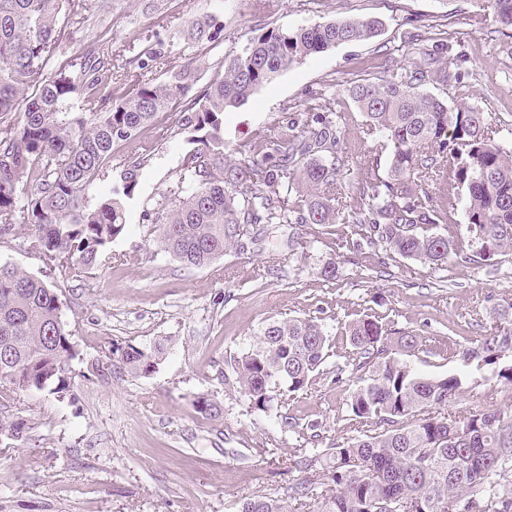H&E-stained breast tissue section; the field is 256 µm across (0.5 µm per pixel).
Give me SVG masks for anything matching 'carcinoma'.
Returning <instances> with one entry per match:
<instances>
[{"instance_id": "carcinoma-1", "label": "carcinoma", "mask_w": 512, "mask_h": 512, "mask_svg": "<svg viewBox=\"0 0 512 512\" xmlns=\"http://www.w3.org/2000/svg\"><path fill=\"white\" fill-rule=\"evenodd\" d=\"M64 2L0 0V240L26 224L49 266L85 273L125 230L121 197L134 190L127 177L91 208L89 186L114 145L124 143L137 160L147 154L140 130L179 104L198 74L190 60L163 83L134 79L128 93L115 98L112 54L95 42L51 67L53 47L73 39L60 20ZM482 2L494 22L512 29V0ZM378 29V21L360 18L272 28L224 57V73L180 111L178 129L190 135L193 149L154 205L165 252L201 268L258 244L262 224L340 219L356 225L366 244L436 268L512 252V149L496 142L488 114L470 103V85L451 74L441 38L415 37L419 60L345 86L365 117L364 133L380 136L390 151L385 176L366 173L361 204L346 215L336 209L345 164L336 109L291 113L274 139L258 136L227 147L226 109L307 56L369 40ZM223 30L221 21L205 16L188 36L203 45ZM450 80L451 106L424 90ZM73 102L78 108L71 112ZM24 180L29 190L21 201ZM460 206L464 224L454 222ZM492 319L488 336L462 360L492 365L499 381L512 384V304ZM344 331L361 373L348 409L363 433L330 452L329 487L307 478L288 489V500L255 495L240 512H512V417L497 409L443 415L438 409L462 393L461 375L417 374L408 362L415 337H392L374 315ZM71 336L54 289L0 264V399L33 390L65 396L78 356ZM327 350V334L313 318L273 320L231 366L241 393L262 410L276 392L304 390ZM163 355L160 344H114L92 371L117 366L149 375Z\"/></svg>"}]
</instances>
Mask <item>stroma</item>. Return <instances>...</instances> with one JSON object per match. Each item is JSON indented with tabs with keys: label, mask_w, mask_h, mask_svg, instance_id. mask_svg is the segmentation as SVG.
<instances>
[{
	"label": "stroma",
	"mask_w": 512,
	"mask_h": 512,
	"mask_svg": "<svg viewBox=\"0 0 512 512\" xmlns=\"http://www.w3.org/2000/svg\"><path fill=\"white\" fill-rule=\"evenodd\" d=\"M87 2L70 0L65 18L77 33L53 59L63 62L83 40L103 36L119 63L116 97L125 94L129 76L163 82L189 60L199 74L189 94L197 96L223 74L225 55L263 28L380 19L373 41L311 55L224 113V139L232 145L273 136L284 113L333 100L345 115L341 141L349 164L337 187L343 209L357 203L360 161L375 159L382 172L388 166L379 139L363 134L365 119L344 88L380 76L387 49L397 62L411 58L412 47L401 44L410 19L447 31L453 52L464 56L457 70L473 103L512 149V56L504 51L512 38L497 32L480 0H98L95 11ZM206 15L222 21L224 31L203 49L187 31ZM158 40L168 49L164 63L139 70L144 49ZM140 138L150 148L143 164L132 168L128 149L116 146L88 191L89 202L97 203L125 172L134 174L125 231L91 273L47 269L25 227L0 243V263L56 288L78 351L69 398L35 391L0 402V417L25 423L22 438L0 439V512H238L257 494L287 498L307 475L296 448L320 456L359 434L347 406L359 374L348 361L344 327L367 313L416 336L410 362L418 373H465L466 389L448 405L449 415L491 404L512 415V388L497 380L493 367L460 360L487 335L492 310L512 303V254L441 269L396 255L383 266L381 249L360 243L352 225L274 224L261 249L231 250L210 266L187 268L164 252L147 214L177 179L191 148L188 136L171 111ZM330 262L339 268L338 280L321 275ZM295 316L325 326L329 355L303 391L255 409L237 387L229 357L249 347L264 323ZM160 339L168 353L156 372L91 375L111 344L148 347ZM198 395L217 402L222 415L202 414L193 403Z\"/></svg>",
	"instance_id": "obj_1"
}]
</instances>
